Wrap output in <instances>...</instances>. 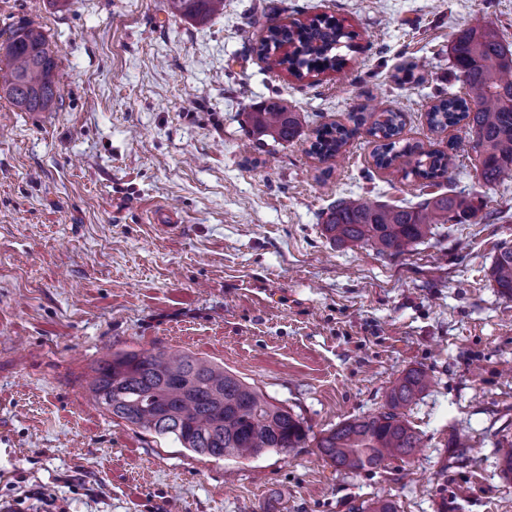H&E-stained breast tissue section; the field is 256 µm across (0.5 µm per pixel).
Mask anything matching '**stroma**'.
Wrapping results in <instances>:
<instances>
[{"instance_id":"35a3bbf8","label":"stroma","mask_w":512,"mask_h":512,"mask_svg":"<svg viewBox=\"0 0 512 512\" xmlns=\"http://www.w3.org/2000/svg\"><path fill=\"white\" fill-rule=\"evenodd\" d=\"M321 15L356 34L344 69L299 80L259 58L268 25ZM23 22L48 40L61 99L32 113L0 98V512H356L380 496L512 512L496 453L512 441V298L489 282L512 245V178L483 187L464 129L426 120L461 90L455 35L512 42V0H224L204 22L166 0H0V35ZM272 97L304 115L300 138L253 130ZM362 106L451 150L432 193L482 197L490 220L398 255L330 241L338 198L418 200L413 158L377 168L366 131L337 166L310 154ZM152 348L223 363L299 415L305 441L215 460L113 418L93 368ZM411 369L431 378L406 411L420 451L336 471L317 438L380 411Z\"/></svg>"}]
</instances>
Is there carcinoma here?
<instances>
[{"label":"carcinoma","instance_id":"1","mask_svg":"<svg viewBox=\"0 0 512 512\" xmlns=\"http://www.w3.org/2000/svg\"><path fill=\"white\" fill-rule=\"evenodd\" d=\"M175 16L205 21L224 10V0H167ZM354 33L332 16L307 23L270 25L259 54L287 44L293 51L275 61L302 79L313 72L340 70L346 58L334 53L351 47ZM455 79L464 95L442 97L427 112L435 130L461 125L471 136L479 160L476 171L488 188L512 177V44L489 26L476 25L452 41ZM57 64L42 30L21 24L0 44V91L21 112H46L57 106ZM254 130L278 141L301 135L300 113L284 101L270 100L249 113ZM353 127L331 124L316 131L310 152L323 160L337 157L359 126L371 122L375 165L388 168L402 155L416 161L409 174L435 180L448 173L451 156L405 144L396 150L404 128L403 114L383 111L350 115ZM484 201L463 194H441L415 204H386L363 196L336 200L328 210L324 232L334 243L361 244L381 254L397 255L435 234L440 224H466L477 219ZM490 286L512 297V246L494 256ZM90 392L97 405L126 423L171 437L202 456L257 457L268 451L290 452L307 433L303 421L287 407L271 401L255 387L194 354L164 351L115 352L94 367ZM424 371L411 369L390 387L383 409L369 417L342 422L322 433L316 448L338 470L359 472L412 455L420 438L404 409L427 388Z\"/></svg>","mask_w":512,"mask_h":512}]
</instances>
